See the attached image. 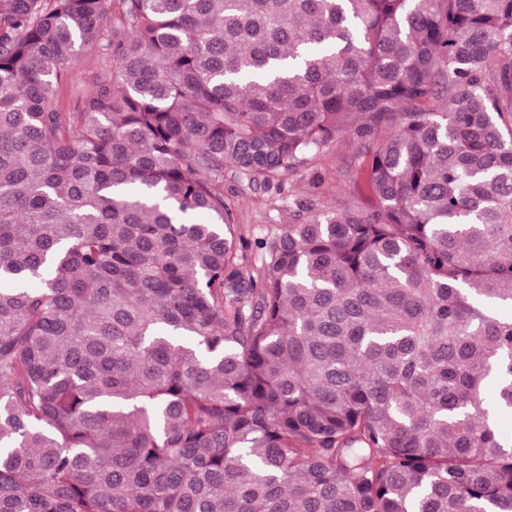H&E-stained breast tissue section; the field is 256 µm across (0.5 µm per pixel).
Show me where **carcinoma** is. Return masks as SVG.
Masks as SVG:
<instances>
[{
    "instance_id": "obj_1",
    "label": "carcinoma",
    "mask_w": 512,
    "mask_h": 512,
    "mask_svg": "<svg viewBox=\"0 0 512 512\" xmlns=\"http://www.w3.org/2000/svg\"><path fill=\"white\" fill-rule=\"evenodd\" d=\"M108 2L0 0V512H512V0ZM100 64V51L96 46L87 47L81 51L68 80L60 87L55 100V107L60 112H70L79 105L83 88L95 79ZM349 152L341 144L327 155L320 156L311 164L286 174L281 180L269 186L249 185L247 179L238 178L224 170V204L228 209L232 224H243L249 242L248 257L251 265H262L263 250L258 242L265 239L277 224H288L296 218L310 213L300 212L297 201L311 199L315 210H323L334 205V198L340 199L348 192L357 189L344 174L345 159ZM321 179L322 187L318 196H310L309 184Z\"/></svg>"
}]
</instances>
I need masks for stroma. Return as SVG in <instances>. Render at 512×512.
Returning a JSON list of instances; mask_svg holds the SVG:
<instances>
[{
  "label": "stroma",
  "instance_id": "obj_1",
  "mask_svg": "<svg viewBox=\"0 0 512 512\" xmlns=\"http://www.w3.org/2000/svg\"><path fill=\"white\" fill-rule=\"evenodd\" d=\"M101 56L98 48H84L74 65L68 80L61 86L55 100L59 111L74 110L85 86L95 79L99 72ZM349 155L345 147H338L327 155L316 158L297 172L283 176L269 185H252L247 179L224 175V204L228 209L231 223L245 227L249 242L248 257L251 265L261 266L263 252L259 247L276 225L293 221L298 213V201L312 199L316 209L325 210L333 206L355 186L344 174ZM321 180L318 196H311L309 185Z\"/></svg>",
  "mask_w": 512,
  "mask_h": 512
}]
</instances>
